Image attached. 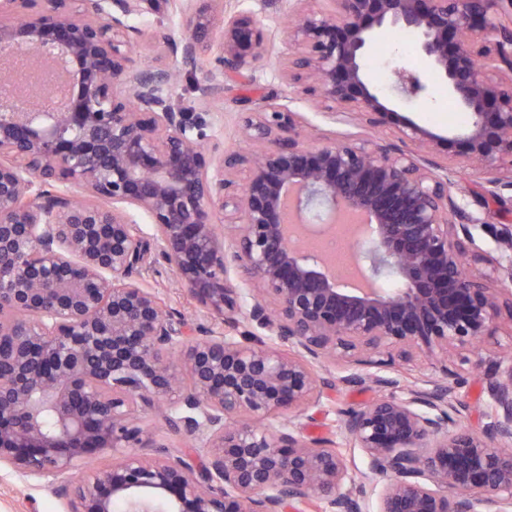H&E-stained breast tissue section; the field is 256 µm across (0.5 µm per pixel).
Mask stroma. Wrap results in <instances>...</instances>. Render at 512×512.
Masks as SVG:
<instances>
[{
  "label": "stroma",
  "mask_w": 512,
  "mask_h": 512,
  "mask_svg": "<svg viewBox=\"0 0 512 512\" xmlns=\"http://www.w3.org/2000/svg\"><path fill=\"white\" fill-rule=\"evenodd\" d=\"M243 8L252 10L262 21L268 36V57L262 66L255 69L225 73L224 94L208 117L210 143L218 144L227 152L248 150L249 145L243 139V121L247 113L270 102L289 104L293 111L299 112L313 144L364 137V129L355 123L341 117L332 118L317 111L309 101L293 98L292 89L280 69L281 60L289 53L284 29L294 18L292 0H224L225 15H232ZM396 34V28H389L387 35L379 39L374 48L377 60L371 77L385 94L390 91V74L394 66L405 65L422 71L428 68L420 53L406 51ZM454 106V101L444 93L442 84L435 82L431 85L429 97L399 107L398 113L445 136L463 131L470 122L469 117H455ZM478 180V174L471 169L461 171L456 179L458 188L466 193L467 211L490 224L512 225V202L506 200L482 205L473 195ZM137 278L155 291L173 318L182 320L191 328L203 327L217 333L223 331L222 319L203 307L170 267L157 262L155 253H148L138 269ZM473 358V363L465 367V383L458 391L465 409L458 416L456 425L479 433L488 423L490 413L486 363L496 359L505 365L512 363V337L500 335L498 340L477 348ZM319 372L330 378L332 384L325 389L321 405L308 410L302 417L303 434L308 438H328L342 446L351 477L362 479L367 471L366 459L360 449L348 446L337 411L366 405L383 396L384 391L367 379L355 385L343 383L347 370L337 361L323 360ZM136 417L139 425L156 433L158 443L165 445L168 453L188 456L197 465L205 463V456L193 441L168 427L161 410L145 409L137 412ZM60 483L57 477H25L0 467V512H69L68 499L55 491Z\"/></svg>",
  "instance_id": "35a3bbf8"
}]
</instances>
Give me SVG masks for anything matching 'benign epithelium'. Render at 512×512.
<instances>
[{
	"label": "benign epithelium",
	"mask_w": 512,
	"mask_h": 512,
	"mask_svg": "<svg viewBox=\"0 0 512 512\" xmlns=\"http://www.w3.org/2000/svg\"><path fill=\"white\" fill-rule=\"evenodd\" d=\"M332 2L298 8L288 86L321 112L396 125L419 153L374 138L313 146L298 113L274 104L245 122L248 153L205 148L208 113L171 105L175 71L135 57L155 35L128 20L163 3L185 21L180 39L162 36L181 68L205 70L217 52L219 69L197 85L207 107L224 72L267 55L258 16L226 18L223 0H0V86L20 78L18 55L25 73L50 62L64 84L53 107L0 93V465L58 476L100 448L125 449L59 489L70 512H112L117 501L130 512H285L313 498L327 512H366L372 500L375 512H512V364L504 378L490 364L482 433L448 431L465 409L463 352L512 332V226L494 232L504 254L481 248L473 229L485 222L454 193L458 170L432 160L443 150L475 166L485 202L512 191V0ZM388 27L416 35L430 75L471 116L462 132L443 138L398 115V103L428 94L420 71L394 69V98L379 94L368 62ZM314 209L330 225L365 218L369 287L339 281L292 244ZM132 211L149 217L152 240ZM152 244L224 321L189 345L188 388L167 360L186 342L182 322L133 279ZM232 266L259 285L246 306L229 286ZM385 269L399 287L378 286ZM243 320L270 343L236 340ZM328 353L392 389L337 410L367 458L359 483L336 442L306 439L292 421L275 434L241 421L320 405L329 381L316 367ZM420 355L438 376H391ZM160 403L169 427L203 448V466L133 452L156 447L134 414Z\"/></svg>",
	"instance_id": "obj_1"
}]
</instances>
